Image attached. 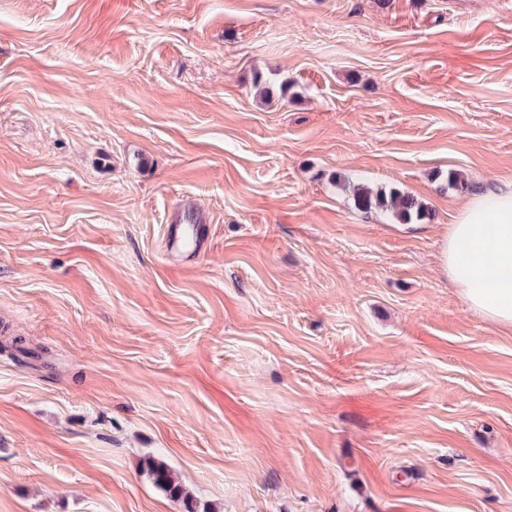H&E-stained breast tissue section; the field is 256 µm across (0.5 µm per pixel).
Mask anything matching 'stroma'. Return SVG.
<instances>
[{"instance_id":"35a3bbf8","label":"stroma","mask_w":512,"mask_h":512,"mask_svg":"<svg viewBox=\"0 0 512 512\" xmlns=\"http://www.w3.org/2000/svg\"><path fill=\"white\" fill-rule=\"evenodd\" d=\"M482 182L512 0H0V512H185L149 456L212 512H512V331L437 268ZM353 202L361 211L380 210L397 221L421 220L427 215L426 209L414 196L400 191H374L358 185L354 188ZM142 471L158 488L163 490L168 496L175 499H182L185 505V512H212L207 508L199 510V506L190 500L186 489L180 484L165 462L155 458H147L142 465Z\"/></svg>"}]
</instances>
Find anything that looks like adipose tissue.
Segmentation results:
<instances>
[{
  "label": "adipose tissue",
  "instance_id": "1",
  "mask_svg": "<svg viewBox=\"0 0 512 512\" xmlns=\"http://www.w3.org/2000/svg\"><path fill=\"white\" fill-rule=\"evenodd\" d=\"M438 264L473 312L512 329V183H486L462 198Z\"/></svg>",
  "mask_w": 512,
  "mask_h": 512
}]
</instances>
